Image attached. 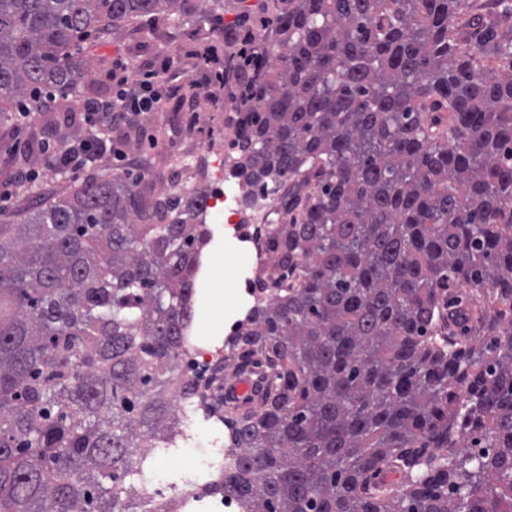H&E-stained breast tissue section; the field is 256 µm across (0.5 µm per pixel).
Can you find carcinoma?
I'll return each mask as SVG.
<instances>
[{
  "label": "carcinoma",
  "mask_w": 512,
  "mask_h": 512,
  "mask_svg": "<svg viewBox=\"0 0 512 512\" xmlns=\"http://www.w3.org/2000/svg\"><path fill=\"white\" fill-rule=\"evenodd\" d=\"M200 2L0 0V120L68 110L125 22L217 31ZM463 5L271 0L254 38L233 174L289 220L231 340L245 512H512V7ZM206 194L116 170L0 224V512H163L128 488L201 391Z\"/></svg>",
  "instance_id": "cac0c4a2"
}]
</instances>
